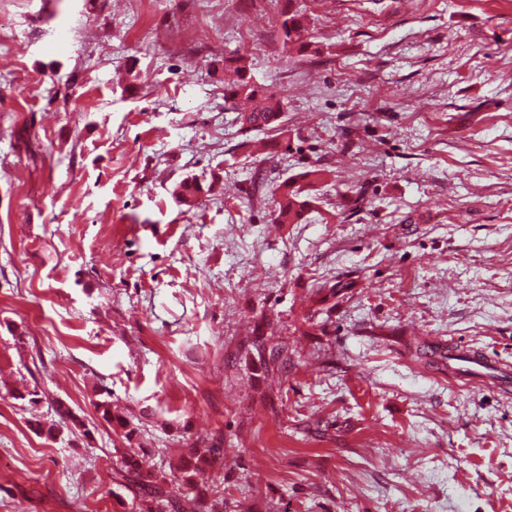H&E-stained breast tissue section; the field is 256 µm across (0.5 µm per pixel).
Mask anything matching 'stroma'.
<instances>
[{
    "label": "stroma",
    "instance_id": "stroma-1",
    "mask_svg": "<svg viewBox=\"0 0 512 512\" xmlns=\"http://www.w3.org/2000/svg\"><path fill=\"white\" fill-rule=\"evenodd\" d=\"M290 5L319 53L277 38ZM0 18V512H134L128 449L166 476L216 443L196 491L217 512H512V385L417 350L512 368V0ZM231 53L285 102L273 159L239 147ZM313 166L305 222L273 223L275 186ZM189 175L213 185L192 209L171 196ZM326 278L351 286L311 336ZM263 332L294 351L282 376L248 352ZM455 355L464 357L468 361L463 367L454 368L456 373V377L458 379L467 381V382H481L485 381V377L487 373L484 370L489 369L487 364L483 361L481 356L477 355L474 352L470 351H454Z\"/></svg>",
    "mask_w": 512,
    "mask_h": 512
}]
</instances>
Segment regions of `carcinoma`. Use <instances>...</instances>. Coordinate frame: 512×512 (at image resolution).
Listing matches in <instances>:
<instances>
[{"mask_svg": "<svg viewBox=\"0 0 512 512\" xmlns=\"http://www.w3.org/2000/svg\"><path fill=\"white\" fill-rule=\"evenodd\" d=\"M280 35L285 47L299 53L318 52L320 48L309 36L308 17L300 10L288 9L282 13ZM224 98L246 103V109L239 112L240 132L244 136L241 147L251 146L250 134L267 131L269 151L267 158L272 159L279 151V141L275 133L281 130L285 122V108L281 97L268 88L254 82L249 72L246 58L242 55L224 59ZM326 174L323 168H314L301 174L306 184L302 185L293 178H287L275 188L272 221L275 224H299L305 212L311 206V199L304 186H313ZM212 190L196 177L181 180L174 188L173 195L189 208L199 204L202 197ZM349 285L339 280H326L313 289L317 303H326L331 299L343 297ZM251 350L255 351L269 374H281L288 362V342L273 336L257 334L250 340ZM223 450L211 445L205 448H193L188 459L176 470L182 474V483L186 489L194 488V474L204 465L219 460ZM124 478L133 489V506L138 512H183L181 497L173 496L165 490L163 480L150 470L142 468L138 453L126 452L121 458Z\"/></svg>", "mask_w": 512, "mask_h": 512, "instance_id": "obj_1", "label": "carcinoma"}]
</instances>
